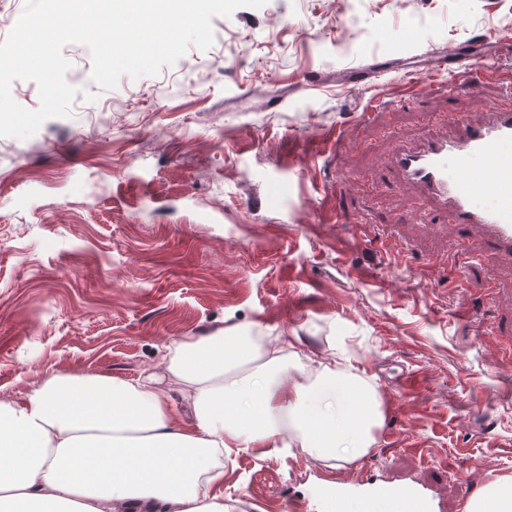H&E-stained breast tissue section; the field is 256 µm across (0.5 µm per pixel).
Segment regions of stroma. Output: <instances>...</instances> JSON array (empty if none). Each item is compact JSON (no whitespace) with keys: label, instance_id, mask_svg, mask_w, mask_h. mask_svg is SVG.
Returning <instances> with one entry per match:
<instances>
[{"label":"stroma","instance_id":"1","mask_svg":"<svg viewBox=\"0 0 512 512\" xmlns=\"http://www.w3.org/2000/svg\"><path fill=\"white\" fill-rule=\"evenodd\" d=\"M211 26L209 50L110 90L66 46L71 116L0 138V398L55 373L133 380L230 324L283 336L291 357L333 354L370 380L383 422L336 471L297 447L226 455L231 512H291L355 479L465 512L461 484L512 477V265L419 223L427 201L382 176L392 135L512 104V0H267ZM455 47L485 51L481 82L456 64L416 106L361 120Z\"/></svg>","mask_w":512,"mask_h":512}]
</instances>
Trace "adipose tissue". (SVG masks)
Listing matches in <instances>:
<instances>
[{
	"label": "adipose tissue",
	"instance_id": "ef3b65f1",
	"mask_svg": "<svg viewBox=\"0 0 512 512\" xmlns=\"http://www.w3.org/2000/svg\"><path fill=\"white\" fill-rule=\"evenodd\" d=\"M237 327L169 347L193 422L174 420L158 375L54 374L0 400V512H229L224 452L300 445L332 469L368 454L383 412L369 381L316 358L283 365Z\"/></svg>",
	"mask_w": 512,
	"mask_h": 512
}]
</instances>
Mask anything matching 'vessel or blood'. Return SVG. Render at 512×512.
Masks as SVG:
<instances>
[{"label":"vessel or blood","mask_w":512,"mask_h":512,"mask_svg":"<svg viewBox=\"0 0 512 512\" xmlns=\"http://www.w3.org/2000/svg\"><path fill=\"white\" fill-rule=\"evenodd\" d=\"M487 110L490 118L481 122L454 116L452 136L396 144L387 165L397 188L417 189L432 201V209L420 212V223L441 219L476 231L477 250L512 264V107L492 102ZM486 195L492 202L484 206L480 200ZM322 493L336 502L384 496L397 512H435L433 498L418 487L360 482L353 488L327 485Z\"/></svg>","instance_id":"obj_1"}]
</instances>
